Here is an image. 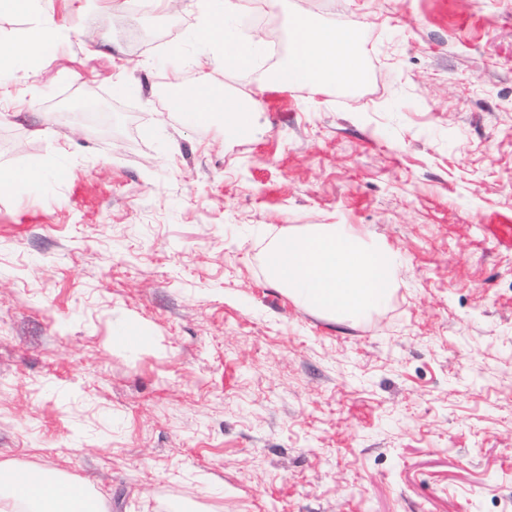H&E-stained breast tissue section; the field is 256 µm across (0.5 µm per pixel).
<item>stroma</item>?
I'll use <instances>...</instances> for the list:
<instances>
[{
  "label": "stroma",
  "mask_w": 512,
  "mask_h": 512,
  "mask_svg": "<svg viewBox=\"0 0 512 512\" xmlns=\"http://www.w3.org/2000/svg\"><path fill=\"white\" fill-rule=\"evenodd\" d=\"M306 2L362 78L210 69L264 100L228 136L169 105L222 50L192 0H48L62 37L0 95V171L47 165L0 191V465L107 512H512V0ZM78 93L109 135L58 120ZM314 224L399 253L384 305L270 277Z\"/></svg>",
  "instance_id": "stroma-1"
}]
</instances>
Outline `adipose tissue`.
<instances>
[{
    "instance_id": "1",
    "label": "adipose tissue",
    "mask_w": 512,
    "mask_h": 512,
    "mask_svg": "<svg viewBox=\"0 0 512 512\" xmlns=\"http://www.w3.org/2000/svg\"><path fill=\"white\" fill-rule=\"evenodd\" d=\"M19 13L32 16L28 31L0 51V89L14 78L18 59L34 57L43 44L58 35L52 15L39 9L40 0H5ZM203 26L210 38H221L225 19L254 8V0H197ZM292 47L286 62L277 66L273 84L318 89L358 79L363 63L357 34L317 22L296 9ZM264 103L259 96L227 94L223 83L201 79L179 109L195 124L219 118L227 133H246ZM266 263L270 276L292 297L333 315L359 318L384 304L400 274L398 254L385 243L365 240L350 225L322 224L301 236L281 235L270 246ZM9 468L0 467V512H99L85 496L82 484L55 473L40 476L25 497H17Z\"/></svg>"
}]
</instances>
